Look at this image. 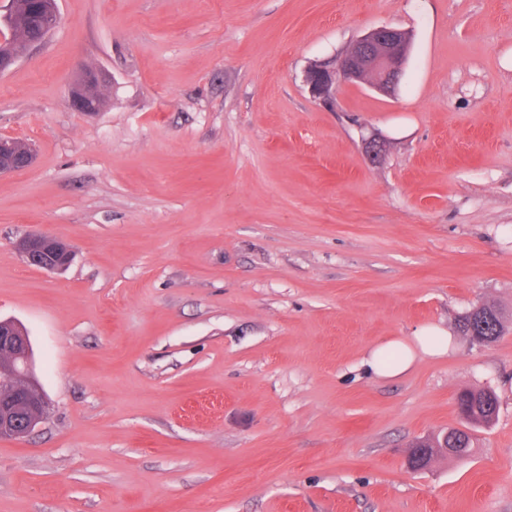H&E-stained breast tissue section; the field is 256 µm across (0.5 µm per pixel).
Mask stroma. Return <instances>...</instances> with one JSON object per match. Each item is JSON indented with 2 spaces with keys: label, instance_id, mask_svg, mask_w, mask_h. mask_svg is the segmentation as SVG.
Masks as SVG:
<instances>
[{
  "label": "stroma",
  "instance_id": "obj_1",
  "mask_svg": "<svg viewBox=\"0 0 512 512\" xmlns=\"http://www.w3.org/2000/svg\"><path fill=\"white\" fill-rule=\"evenodd\" d=\"M58 11L0 73V134L37 153L0 176V320L49 403L0 438V512H512V0ZM380 26L412 36L398 93L312 99L306 68ZM33 231L72 264L28 266ZM486 303L507 333L477 345L457 320ZM431 325L446 354L367 371ZM469 388L499 399L471 456L408 468ZM109 81L108 75L101 69H84L70 90L73 108L86 114L98 112L103 103L101 90Z\"/></svg>",
  "mask_w": 512,
  "mask_h": 512
}]
</instances>
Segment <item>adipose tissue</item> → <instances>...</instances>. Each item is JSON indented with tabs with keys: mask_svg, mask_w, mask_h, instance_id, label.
<instances>
[{
	"mask_svg": "<svg viewBox=\"0 0 512 512\" xmlns=\"http://www.w3.org/2000/svg\"><path fill=\"white\" fill-rule=\"evenodd\" d=\"M448 350V336L437 327L402 337L376 347L370 354L369 367L384 377H396L408 371L418 356H439Z\"/></svg>",
	"mask_w": 512,
	"mask_h": 512,
	"instance_id": "1",
	"label": "adipose tissue"
}]
</instances>
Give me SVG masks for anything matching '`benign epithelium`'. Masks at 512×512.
<instances>
[{
    "label": "benign epithelium",
    "mask_w": 512,
    "mask_h": 512,
    "mask_svg": "<svg viewBox=\"0 0 512 512\" xmlns=\"http://www.w3.org/2000/svg\"><path fill=\"white\" fill-rule=\"evenodd\" d=\"M40 22L26 50L14 48L13 40L0 38V71L9 69L41 43L57 26V0H9L1 21L15 26L22 17ZM411 36L392 27L382 26L358 37L344 54L322 62L305 71L303 82L311 97L320 102L330 101L340 83H366L375 91L395 95L410 53ZM109 83L105 71L86 68L71 87V103L78 112L94 114L102 106L101 90ZM36 160L35 149L11 136L0 135V175L19 173ZM60 239L45 232H32L16 242V248L26 263L46 271L65 269L72 260L70 250H61ZM0 373L11 379L12 399L0 403V437L22 439L29 435L47 415V401L41 391L17 383L30 369L29 342L25 333H17L11 323L0 321Z\"/></svg>",
    "instance_id": "1"
}]
</instances>
